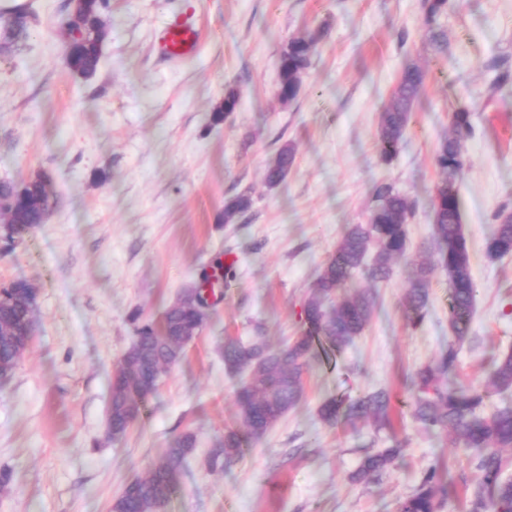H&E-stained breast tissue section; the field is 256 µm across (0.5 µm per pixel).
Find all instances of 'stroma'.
I'll return each mask as SVG.
<instances>
[{"label": "stroma", "instance_id": "stroma-1", "mask_svg": "<svg viewBox=\"0 0 512 512\" xmlns=\"http://www.w3.org/2000/svg\"><path fill=\"white\" fill-rule=\"evenodd\" d=\"M30 36L0 51V180L47 174L58 198L22 242L0 239V285L33 284L34 341L0 383V468L13 472L0 512H109L126 483L145 476L168 443L197 436L179 490L164 512H396L429 466L448 497L441 512H466L472 455L412 417L406 379L453 339L448 279L431 282L418 329L404 313L409 263L432 240L435 154L465 108L457 181L478 294L453 382L485 391L495 409L512 393L490 390V355L512 350V256L491 259L490 217L512 204V0H457L439 19L441 53L429 45L422 0H110L94 79L72 74L55 29L67 0H23ZM194 22V56L159 54V26ZM325 30L298 97L276 95L289 40ZM428 71L405 141L379 155V116L405 62ZM239 102L214 115L224 94ZM295 163L268 186L264 171L284 145ZM415 202L409 246L393 277L376 284L377 307L361 336L314 362L300 403L240 461L207 471L205 454L237 425L238 377L219 351L226 337L262 334L277 346L304 329L301 306L348 225L366 223L377 185ZM246 194L250 210L224 221V203ZM236 278L209 311L182 360L166 372L141 420L109 438L115 364L140 311L159 320L216 262ZM389 390L392 427L323 425L329 397ZM398 440L402 460L374 484L350 474L365 452Z\"/></svg>", "mask_w": 512, "mask_h": 512}]
</instances>
